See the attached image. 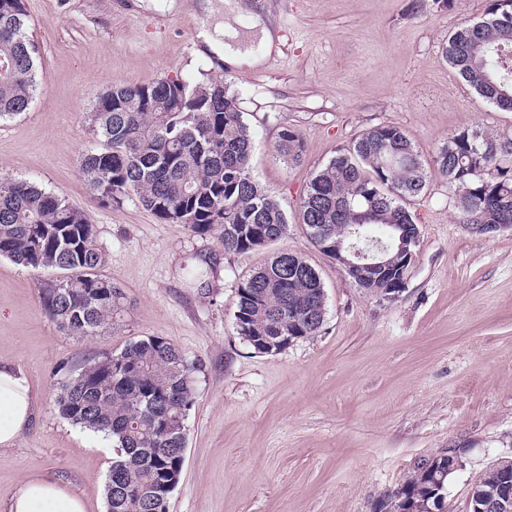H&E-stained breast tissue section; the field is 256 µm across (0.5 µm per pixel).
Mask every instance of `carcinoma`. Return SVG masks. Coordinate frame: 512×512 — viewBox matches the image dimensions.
<instances>
[{"label": "carcinoma", "instance_id": "carcinoma-1", "mask_svg": "<svg viewBox=\"0 0 512 512\" xmlns=\"http://www.w3.org/2000/svg\"><path fill=\"white\" fill-rule=\"evenodd\" d=\"M443 54L480 96L512 111V0H489L487 18L455 30ZM38 58L24 0H0L1 121L27 111ZM89 119L100 145L82 154L80 171L99 205L134 199L163 223L216 237L226 253L259 250L286 236L288 217L252 176L253 133L223 82L166 78L111 87L97 96ZM276 151L288 166L299 165V133L284 129ZM434 174L454 191L463 223L512 225L511 139L461 130L439 148L430 169L396 125L366 130L313 175L300 200L301 223L332 260L336 251L325 242L341 239L349 251L367 255L383 250L386 269L362 271L357 286L385 299L391 281L406 282L413 262L397 248L400 231L415 223L404 202L420 195ZM0 257L62 271L42 284L40 299L69 336H95L124 311L121 289L101 273L105 255L95 225L55 193L0 177ZM325 314L322 279L295 251L273 253L237 289L238 334L259 354L280 353V336L316 335ZM197 370L174 344L149 336L54 371L59 414L117 448L106 512H168L158 492L182 460ZM448 463L446 451L415 462L383 496L379 512H446ZM506 475L512 477L511 459L482 473L468 512H483L478 491Z\"/></svg>", "mask_w": 512, "mask_h": 512}]
</instances>
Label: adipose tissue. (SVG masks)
I'll return each instance as SVG.
<instances>
[{
	"label": "adipose tissue",
	"mask_w": 512,
	"mask_h": 512,
	"mask_svg": "<svg viewBox=\"0 0 512 512\" xmlns=\"http://www.w3.org/2000/svg\"><path fill=\"white\" fill-rule=\"evenodd\" d=\"M238 0H199L196 37L204 53L241 67L259 64L275 46V35L262 15H254L250 31L237 34L222 15L237 13ZM35 400L23 370L0 360V447L13 446L28 429ZM1 512H85L83 500L50 478L24 481Z\"/></svg>",
	"instance_id": "adipose-tissue-1"
}]
</instances>
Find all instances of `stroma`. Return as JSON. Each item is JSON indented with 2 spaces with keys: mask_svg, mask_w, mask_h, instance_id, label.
I'll use <instances>...</instances> for the list:
<instances>
[{
  "mask_svg": "<svg viewBox=\"0 0 512 512\" xmlns=\"http://www.w3.org/2000/svg\"><path fill=\"white\" fill-rule=\"evenodd\" d=\"M193 2L25 0L38 87L26 112L0 121V176L86 213L127 314L98 336L65 335L41 306L54 271L0 257V358L22 368L36 400L29 428L0 447V504L25 479L50 477L86 512H106L112 442L58 414L53 372L161 336L200 365L169 512H378L417 459L445 448L462 460L448 512H468L478 476L512 458V230L461 224L453 191L433 178L407 203L419 237L405 286L380 300L312 246L298 206L314 173L372 127H401L427 163L463 129L512 138V111L441 56L488 0H240L237 31L256 11L280 38L253 67L194 47ZM204 75L237 94L255 136L253 176L288 215L274 249L301 253L325 284L320 332L275 355L254 353L235 323L237 288L272 249L224 254L137 202L101 207L79 168L99 145L89 114L100 93ZM286 127L304 144L291 169L275 152ZM209 252L218 259L201 288L188 270Z\"/></svg>",
  "mask_w": 512,
  "mask_h": 512,
  "instance_id": "35a3bbf8",
  "label": "stroma"
}]
</instances>
